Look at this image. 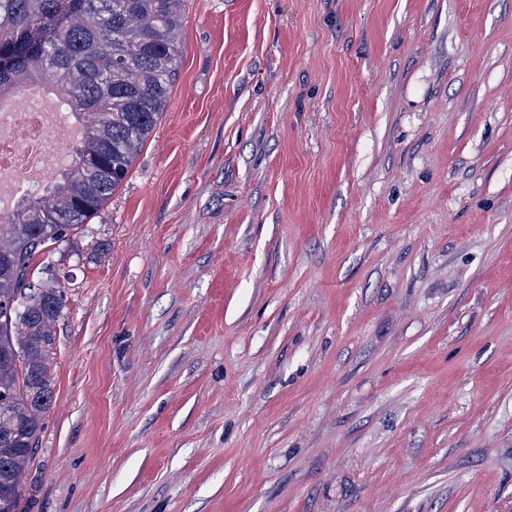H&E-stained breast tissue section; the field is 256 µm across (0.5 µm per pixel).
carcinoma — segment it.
I'll use <instances>...</instances> for the list:
<instances>
[{
	"mask_svg": "<svg viewBox=\"0 0 512 512\" xmlns=\"http://www.w3.org/2000/svg\"><path fill=\"white\" fill-rule=\"evenodd\" d=\"M185 0H0V97L42 87L81 136L58 177L0 215V512L54 402L64 287L33 260L67 243L126 178L166 109L183 58Z\"/></svg>",
	"mask_w": 512,
	"mask_h": 512,
	"instance_id": "1",
	"label": "carcinoma"
}]
</instances>
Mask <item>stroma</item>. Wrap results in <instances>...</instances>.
<instances>
[{
    "label": "stroma",
    "instance_id": "35a3bbf8",
    "mask_svg": "<svg viewBox=\"0 0 512 512\" xmlns=\"http://www.w3.org/2000/svg\"><path fill=\"white\" fill-rule=\"evenodd\" d=\"M65 288L23 512H512V0H186Z\"/></svg>",
    "mask_w": 512,
    "mask_h": 512
}]
</instances>
